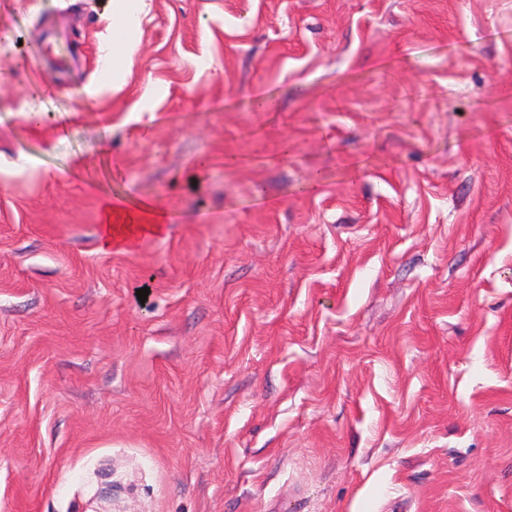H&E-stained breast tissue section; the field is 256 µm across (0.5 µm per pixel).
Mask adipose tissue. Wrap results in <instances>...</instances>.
<instances>
[{
    "mask_svg": "<svg viewBox=\"0 0 512 512\" xmlns=\"http://www.w3.org/2000/svg\"><path fill=\"white\" fill-rule=\"evenodd\" d=\"M163 218V213L153 207H145L134 213L117 203L105 205L100 247L105 251H129L135 246L139 236L160 234L163 230Z\"/></svg>",
    "mask_w": 512,
    "mask_h": 512,
    "instance_id": "1",
    "label": "adipose tissue"
}]
</instances>
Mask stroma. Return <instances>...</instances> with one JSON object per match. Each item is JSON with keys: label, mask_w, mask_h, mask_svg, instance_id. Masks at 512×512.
<instances>
[{"label": "stroma", "mask_w": 512, "mask_h": 512, "mask_svg": "<svg viewBox=\"0 0 512 512\" xmlns=\"http://www.w3.org/2000/svg\"><path fill=\"white\" fill-rule=\"evenodd\" d=\"M114 8L0 0V512H512V0ZM121 5L120 20L116 26L118 35H124L137 24L146 5L145 0H117ZM145 218V223H141ZM163 213L154 207L129 212L120 204L108 203L103 208L100 249L126 252L131 250L139 236L157 235L163 231ZM113 223V224H112Z\"/></svg>", "instance_id": "1"}]
</instances>
